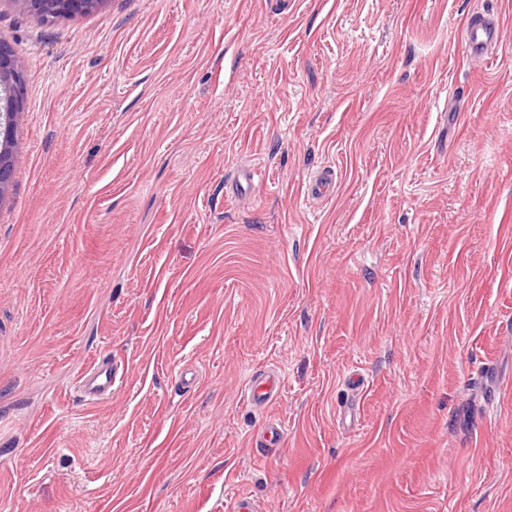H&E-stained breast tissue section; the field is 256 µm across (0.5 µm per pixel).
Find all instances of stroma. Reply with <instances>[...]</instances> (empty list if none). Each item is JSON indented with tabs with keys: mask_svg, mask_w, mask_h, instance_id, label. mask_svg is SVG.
Segmentation results:
<instances>
[{
	"mask_svg": "<svg viewBox=\"0 0 512 512\" xmlns=\"http://www.w3.org/2000/svg\"><path fill=\"white\" fill-rule=\"evenodd\" d=\"M0 43V512H512V0H0ZM104 0H20L31 11L45 18L92 10ZM503 41L499 22L471 17L463 32V42L470 57L485 55L492 46ZM23 73L18 61L0 45V201L9 191L15 171L11 144L15 119L21 109ZM124 368L108 356L93 360L78 375V387L88 400L99 402L112 397L123 381ZM279 376L275 373L252 378L247 386L246 399L255 406H266L278 396ZM284 436V427L278 421L265 424L253 440L255 448H275Z\"/></svg>",
	"mask_w": 512,
	"mask_h": 512,
	"instance_id": "stroma-1",
	"label": "stroma"
}]
</instances>
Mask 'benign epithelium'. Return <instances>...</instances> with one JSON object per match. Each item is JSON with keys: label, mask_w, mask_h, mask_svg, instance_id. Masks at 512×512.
<instances>
[{"label": "benign epithelium", "mask_w": 512, "mask_h": 512, "mask_svg": "<svg viewBox=\"0 0 512 512\" xmlns=\"http://www.w3.org/2000/svg\"><path fill=\"white\" fill-rule=\"evenodd\" d=\"M30 10L45 17L86 12L103 0H20ZM23 73L18 61L0 47V199L9 191L15 171L11 144L15 119L21 109Z\"/></svg>", "instance_id": "benign-epithelium-1"}]
</instances>
